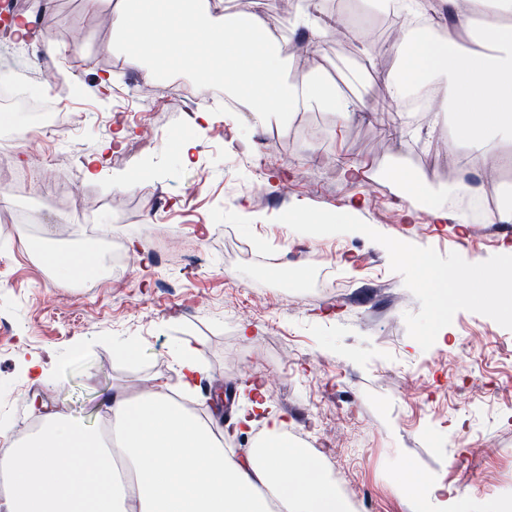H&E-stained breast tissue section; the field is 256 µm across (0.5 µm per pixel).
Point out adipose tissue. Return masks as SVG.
<instances>
[{
	"mask_svg": "<svg viewBox=\"0 0 512 512\" xmlns=\"http://www.w3.org/2000/svg\"><path fill=\"white\" fill-rule=\"evenodd\" d=\"M109 36L119 37L145 69L146 81L171 66L220 81L246 101L257 126L296 112H332L338 122L363 117L364 100L336 91L319 73L289 82V47L265 17L199 11L193 0H87ZM427 27L403 15L388 52L389 97L399 104L435 87V119L454 116L452 146L471 168L512 149V0H410ZM483 112H474V105ZM271 419L260 450L245 457L224 448V424L165 393L132 395L114 387L96 427L62 410L0 456V491L9 512H342L335 488L315 460ZM69 456L62 468L61 456ZM297 459L296 473L281 466Z\"/></svg>",
	"mask_w": 512,
	"mask_h": 512,
	"instance_id": "adipose-tissue-1",
	"label": "adipose tissue"
}]
</instances>
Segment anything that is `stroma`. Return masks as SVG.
Returning <instances> with one entry per match:
<instances>
[{
	"mask_svg": "<svg viewBox=\"0 0 512 512\" xmlns=\"http://www.w3.org/2000/svg\"><path fill=\"white\" fill-rule=\"evenodd\" d=\"M41 2L47 29L59 37L54 52L29 68L61 67L73 92L56 103L72 123L61 137L34 133L10 162L29 165L38 151L33 180L57 173L79 192L85 216L74 223L67 209L43 208L26 193L15 196L16 208L44 211L43 221L0 217V385L10 387L0 399L15 394L26 405L63 408L87 426L116 386L183 395L206 412L207 396L182 393L177 375L178 345L195 340L203 369L222 380L209 396L252 363L273 413L288 420L289 440L336 488L360 489V499L346 500L348 512H433L434 502L405 492L415 479L447 489L452 510L512 512V315L505 309L512 288L486 304L452 280L468 262H495L507 234H470L453 207L446 223L430 215L459 182L496 199L506 181L449 156L452 123L415 122L402 112L390 128L379 113L340 124L328 112H300L265 129L251 128L250 113L241 112L248 144L229 129L216 136L224 110L175 101L178 90L197 86L193 73L162 74V93L140 102L132 91L143 69L120 47L105 49L83 0ZM244 9L288 32L291 79L316 69L347 95L383 101L396 62L381 53L366 66L361 47L387 17L382 0H340L317 37L290 30L292 13L281 0L210 5L216 15ZM74 28L85 33L78 50L68 38ZM202 112L209 120L201 124ZM147 127L152 149L116 145L105 162L107 171L137 176L136 184L115 193L86 178V161L103 141L119 130L137 138ZM187 136L194 146L185 159L177 143ZM345 162L360 166L359 184L341 176ZM395 163L425 179L409 213L390 175ZM357 191L365 203L351 226L322 232L319 219L349 208ZM296 209L307 223H289ZM168 236L179 238L178 249L141 247ZM112 237L142 257L121 283L84 290L41 259L46 251L104 254ZM293 271L303 287L280 291ZM244 326L250 337L241 335ZM122 344L136 346V358H118ZM34 359L47 384L26 377Z\"/></svg>",
	"mask_w": 512,
	"mask_h": 512,
	"instance_id": "35a3bbf8",
	"label": "stroma"
}]
</instances>
